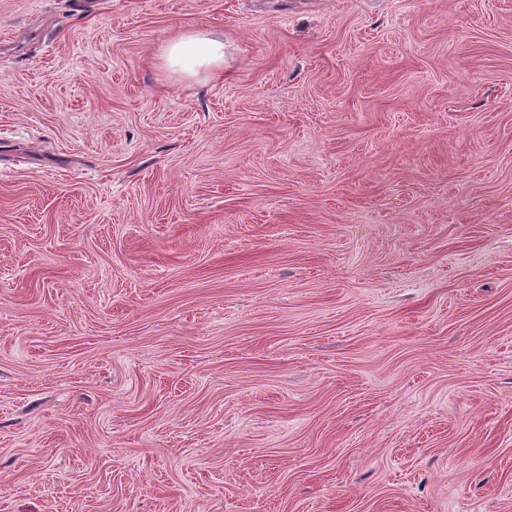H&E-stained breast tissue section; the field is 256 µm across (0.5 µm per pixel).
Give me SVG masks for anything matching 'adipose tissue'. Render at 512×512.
<instances>
[{
	"label": "adipose tissue",
	"instance_id": "obj_1",
	"mask_svg": "<svg viewBox=\"0 0 512 512\" xmlns=\"http://www.w3.org/2000/svg\"><path fill=\"white\" fill-rule=\"evenodd\" d=\"M166 68L189 75L218 74L224 67V39L206 32H191L167 42L162 53Z\"/></svg>",
	"mask_w": 512,
	"mask_h": 512
}]
</instances>
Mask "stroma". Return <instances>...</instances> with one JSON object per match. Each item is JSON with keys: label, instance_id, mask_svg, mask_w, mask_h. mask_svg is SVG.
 <instances>
[{"label": "stroma", "instance_id": "35a3bbf8", "mask_svg": "<svg viewBox=\"0 0 512 512\" xmlns=\"http://www.w3.org/2000/svg\"><path fill=\"white\" fill-rule=\"evenodd\" d=\"M0 512H512V0H0ZM164 67L189 75H215L224 68V37L191 32L167 42L161 56Z\"/></svg>", "mask_w": 512, "mask_h": 512}]
</instances>
